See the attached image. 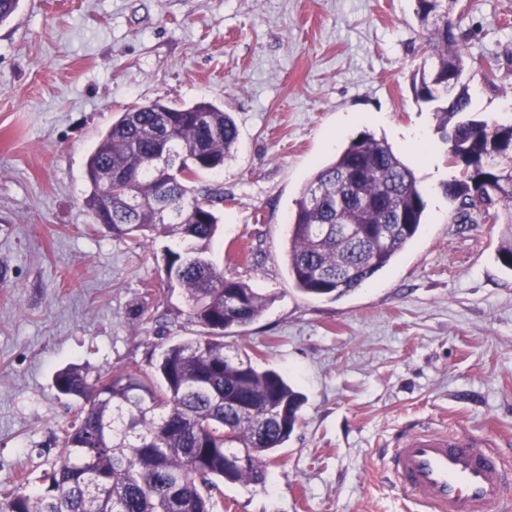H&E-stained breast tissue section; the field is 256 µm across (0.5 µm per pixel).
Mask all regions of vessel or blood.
<instances>
[{
	"label": "vessel or blood",
	"instance_id": "obj_1",
	"mask_svg": "<svg viewBox=\"0 0 512 512\" xmlns=\"http://www.w3.org/2000/svg\"><path fill=\"white\" fill-rule=\"evenodd\" d=\"M418 512H512V473L497 449L450 429L403 433L385 462Z\"/></svg>",
	"mask_w": 512,
	"mask_h": 512
}]
</instances>
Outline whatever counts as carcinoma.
<instances>
[{"label": "carcinoma", "instance_id": "obj_1", "mask_svg": "<svg viewBox=\"0 0 512 512\" xmlns=\"http://www.w3.org/2000/svg\"><path fill=\"white\" fill-rule=\"evenodd\" d=\"M458 0H415L427 68L418 71V100L435 104L438 127L470 112L461 77L468 65L450 18ZM449 153L461 177L444 184L454 220L471 212L482 224L512 226V154L493 160L510 168L492 194L463 167L488 156L492 141H512V123L467 118L451 127ZM238 139L231 113L209 103L175 106L163 99L134 105L112 122L88 155L86 206L105 228L178 240L166 278L184 292L187 315L203 335L165 347L153 374L119 369L94 380L75 368L56 376L64 394L81 400L64 430L58 457L39 477L0 491V512H213L224 484L266 482L300 422L304 395L283 373L232 354L224 331L255 322L269 298L227 278L210 258L218 229L216 198L190 184L224 165ZM177 171L164 183L159 157ZM175 214L160 224L156 204ZM426 201L413 169L384 138L363 132L304 185L288 218V276L313 298L338 299L389 266L423 226ZM394 227L388 236L370 235Z\"/></svg>", "mask_w": 512, "mask_h": 512}]
</instances>
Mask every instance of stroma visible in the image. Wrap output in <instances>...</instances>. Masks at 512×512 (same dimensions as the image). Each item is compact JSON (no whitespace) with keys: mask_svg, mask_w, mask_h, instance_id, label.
<instances>
[{"mask_svg":"<svg viewBox=\"0 0 512 512\" xmlns=\"http://www.w3.org/2000/svg\"><path fill=\"white\" fill-rule=\"evenodd\" d=\"M452 17L476 60L462 76L473 111L512 122V0H459ZM421 41L413 0H21L0 25V489L36 480L59 453L75 405L59 370L148 373L201 332L164 274L176 240L113 235L85 204L100 134L158 98L235 119L231 158L194 187L220 199L213 258L270 303L224 342L305 396L266 483L222 487L214 512H413L382 460L424 422L512 464L506 227L453 220L443 186L457 171L433 104L412 89ZM414 127L430 163L404 141ZM364 131L414 170L426 220L362 287L311 298L288 277V218Z\"/></svg>","mask_w":512,"mask_h":512,"instance_id":"35a3bbf8","label":"stroma"}]
</instances>
